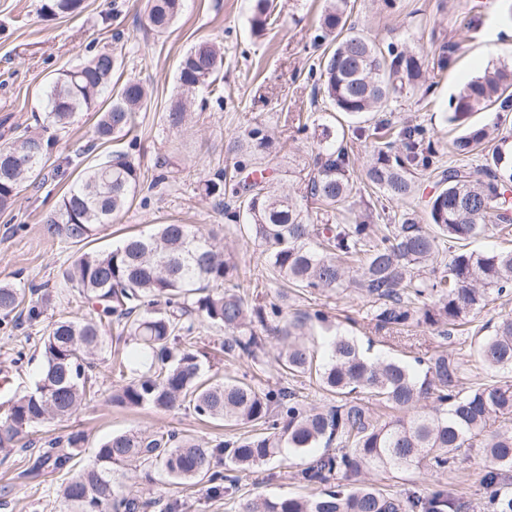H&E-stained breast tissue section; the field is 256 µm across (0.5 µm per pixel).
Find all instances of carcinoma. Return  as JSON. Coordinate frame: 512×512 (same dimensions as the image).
<instances>
[{"mask_svg":"<svg viewBox=\"0 0 512 512\" xmlns=\"http://www.w3.org/2000/svg\"><path fill=\"white\" fill-rule=\"evenodd\" d=\"M183 0H151L149 27L166 32ZM83 0H45L49 17L76 15ZM273 0H253L251 27L264 31L277 22ZM348 0H327L313 44L323 49L316 95L334 111L359 119L385 112L392 95L424 81L421 59L390 44L380 47L348 24ZM469 21L455 29L448 55L475 39ZM123 58L104 51L60 73L46 97L44 129L67 128L81 112L98 110L84 152L129 134L146 104L143 81L129 77L112 86ZM223 48L201 40L182 57L178 82L182 93L205 89L223 98ZM512 110V68H487L462 80L448 122L462 128L452 152L467 158L491 141L486 125L469 121L477 112ZM187 118L178 101L165 115L172 129ZM371 140L366 186L400 207L398 223L376 224L372 214L351 224H313L308 209L280 191L261 173L243 175L249 160L266 153L273 140L260 127L233 142L239 157L233 169L205 180L201 191L221 207L224 218L263 246L272 279L310 294L352 288L372 303L377 332L402 335L425 324L442 335L469 323L467 316L490 302L512 295V250L476 251L470 245L512 225V146L502 139L476 163L445 165L427 129L388 119L357 129ZM56 137L23 132L0 145V210L8 209L20 186L45 179L43 170ZM354 144L323 126L304 198L326 214L340 211L353 193L350 171ZM432 169L437 189L424 205L413 204L414 174ZM141 172L124 152L86 167L59 205L42 219L43 233L77 248L59 287L75 290L94 313L61 317L40 338L43 365L33 388L7 401L0 413V452L20 440L38 456L27 474L47 468L70 477L61 489L67 512H146L149 502L122 478L130 470L156 469L167 482L189 490L211 484L219 495L237 478L218 469L258 467L289 452L308 457L295 479L320 491L311 496L256 497L242 512H457L448 490L438 484L425 494L384 493L362 480L372 470L425 469L439 477L455 465L462 448L483 449L482 487L492 512H512V317L494 326L490 336L473 330V351L496 380L466 384L461 362L441 351L417 359V370L395 359L373 358L357 341L338 333L328 357L308 338V322L326 321L316 311L285 317L282 307L250 304L230 254L220 250L214 230L203 225L160 224L151 234L132 235L107 251L89 250L100 226L112 222L135 196ZM493 223H488V220ZM357 274H350V269ZM0 284V315H42L46 295ZM198 318L224 329L221 349L232 357H255L275 340L274 360L287 375L307 376L336 404L311 406L287 387L203 376L208 347L193 335ZM112 325L130 337V359L112 365L125 384L111 403L126 408L150 405L158 411L188 408L203 421L245 425L252 433L201 443L175 432L124 431L103 439L86 462L76 465L85 435L45 439L41 428L69 420L96 401L91 357L102 348V333ZM394 411L387 420L369 401Z\"/></svg>","mask_w":512,"mask_h":512,"instance_id":"carcinoma-1","label":"carcinoma"}]
</instances>
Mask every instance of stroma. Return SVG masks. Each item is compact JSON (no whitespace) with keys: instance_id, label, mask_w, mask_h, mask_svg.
Masks as SVG:
<instances>
[{"instance_id":"obj_1","label":"stroma","mask_w":512,"mask_h":512,"mask_svg":"<svg viewBox=\"0 0 512 512\" xmlns=\"http://www.w3.org/2000/svg\"><path fill=\"white\" fill-rule=\"evenodd\" d=\"M351 21L357 29L382 43L394 42L422 57L425 70L435 67L457 20H475L479 37L463 47L443 70L431 89L419 88L394 95L392 118L404 125H424L433 135L440 155L460 130L450 124L448 103L461 80L477 75L490 65L512 67V0H351ZM42 0H0V144L13 140L14 129L40 127L44 92L64 69L80 64L101 51L124 55L128 63L121 77H137L150 89L148 106L138 115L133 138H119L84 154L96 122L94 112H83L57 134V144L45 164V179L38 185H22L14 204L0 211V283L18 288L57 285L62 270L75 250L64 241L47 238L42 217L59 204L69 184L88 165L107 158L112 151H128L142 177L130 208L111 224L100 227L93 249L112 248L126 233L146 231L155 224H200L213 228L237 265V280L249 284L264 272L262 249L242 237L234 225L225 223L213 199L203 197L201 183L217 169L232 166V141L260 126L273 138L275 147L263 154V166L274 170L284 190L293 198L304 193L302 179L316 152L322 125H340L313 103L315 82L310 77L319 54L312 46L317 18L326 0H277L279 24L262 33L251 30V0H188L173 27L157 34L147 25L148 0H84L80 15L50 19L41 13ZM214 39L224 44V97L206 106L192 104L182 130H172L165 114L177 99V71L182 56L198 41ZM309 115L308 133H297L288 121L292 112ZM368 147H361L355 160L353 194L348 202L354 214L373 211L383 223L394 221L396 205L382 193L364 184ZM168 159L160 167V159ZM279 284L256 288L259 302L280 303L284 313L305 314L323 310L326 322L313 323L311 333L325 340L343 332L371 341L370 353L380 358L413 362L448 349L464 364L467 382L491 380L470 353L462 337L445 338L430 327L412 328L406 340L397 342L372 335L371 305L358 295H310L291 292L280 296ZM89 309L77 293L53 295L35 321L26 317L0 320V369L9 381L0 384V403L30 390L43 358L39 339L47 325L60 315L81 316ZM197 333L212 347L210 372L246 376L273 386L296 389L307 403L322 407L331 398L305 377L281 374L272 357L258 360L230 359L219 351L223 329L199 324ZM114 333L103 336V349L96 360L102 400L82 409L69 422L46 425L47 437L62 438L71 430L84 432L86 454H93L102 439L115 432L176 430L206 442L242 434V427L203 422L192 411L160 412L149 407L125 408L109 404L108 398L121 380L110 364L129 355ZM481 448L461 449L454 468L443 477L460 512H487L481 478ZM303 459L284 456L239 473L229 492L215 496L205 486L184 492L180 512H240L257 495L304 496L307 488L293 474ZM25 453L0 457V512H65L59 497L62 474L48 473L36 479L24 476ZM368 479L384 492L405 495L423 491L433 483L426 470L401 473L379 469Z\"/></svg>"}]
</instances>
